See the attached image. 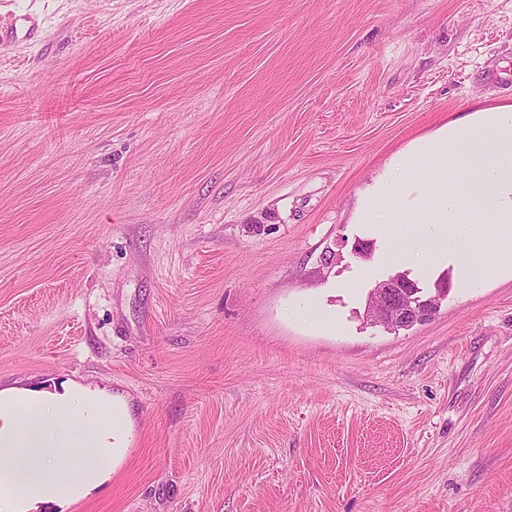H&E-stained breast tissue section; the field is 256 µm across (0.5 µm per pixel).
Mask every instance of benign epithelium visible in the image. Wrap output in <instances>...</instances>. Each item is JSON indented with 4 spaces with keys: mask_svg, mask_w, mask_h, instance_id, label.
<instances>
[{
    "mask_svg": "<svg viewBox=\"0 0 512 512\" xmlns=\"http://www.w3.org/2000/svg\"><path fill=\"white\" fill-rule=\"evenodd\" d=\"M439 307L438 298L416 295L403 275L378 282L369 306L370 321L388 330L410 327L429 320Z\"/></svg>",
    "mask_w": 512,
    "mask_h": 512,
    "instance_id": "1",
    "label": "benign epithelium"
}]
</instances>
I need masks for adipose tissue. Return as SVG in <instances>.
<instances>
[{"instance_id": "ef3b65f1", "label": "adipose tissue", "mask_w": 512, "mask_h": 512, "mask_svg": "<svg viewBox=\"0 0 512 512\" xmlns=\"http://www.w3.org/2000/svg\"><path fill=\"white\" fill-rule=\"evenodd\" d=\"M431 176L411 177L417 165ZM358 217L433 224L434 263L512 257V103L472 107L395 154L361 194ZM470 225L468 236L450 233ZM127 402L80 384L0 390V512H37L108 480L131 432Z\"/></svg>"}]
</instances>
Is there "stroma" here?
<instances>
[{
    "label": "stroma",
    "instance_id": "obj_1",
    "mask_svg": "<svg viewBox=\"0 0 512 512\" xmlns=\"http://www.w3.org/2000/svg\"><path fill=\"white\" fill-rule=\"evenodd\" d=\"M0 26V388L134 420L67 512H512V279L404 267L356 221L394 154L512 103V0H0ZM403 271L438 312L371 324Z\"/></svg>",
    "mask_w": 512,
    "mask_h": 512
}]
</instances>
